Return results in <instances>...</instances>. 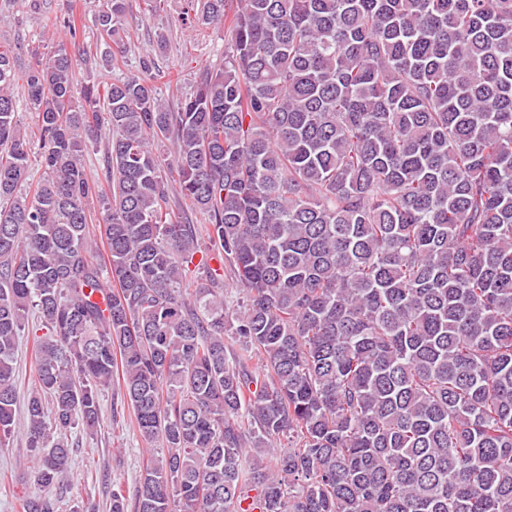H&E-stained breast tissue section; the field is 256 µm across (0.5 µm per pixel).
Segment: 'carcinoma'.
I'll return each instance as SVG.
<instances>
[{"mask_svg": "<svg viewBox=\"0 0 512 512\" xmlns=\"http://www.w3.org/2000/svg\"><path fill=\"white\" fill-rule=\"evenodd\" d=\"M129 2L103 0L102 34ZM47 21L69 43L23 75L0 48V447L35 310L43 488L120 375L161 458L111 512H512V0H204L224 68L175 110L149 60L78 85L96 60ZM106 125L104 267L83 156ZM154 144L204 228L172 218ZM202 234L230 304L204 255L182 287ZM14 96L17 102V120L21 132L26 133L32 143L29 178L27 183H24L22 186V190L25 192L29 190V187L33 188L35 184L43 178L44 171L38 163V155L41 150L35 125V112H30L29 110V105L26 99V91L22 80H19L18 84L14 86ZM200 247L201 251H205L213 257V260L210 261L212 268H223L224 289L226 288V291L229 292L228 295H230V292L235 290V279L229 266L227 264L226 267L224 266V257L219 255L218 250L211 245L206 236L202 237ZM231 288H233V290Z\"/></svg>", "mask_w": 512, "mask_h": 512, "instance_id": "1", "label": "carcinoma"}]
</instances>
